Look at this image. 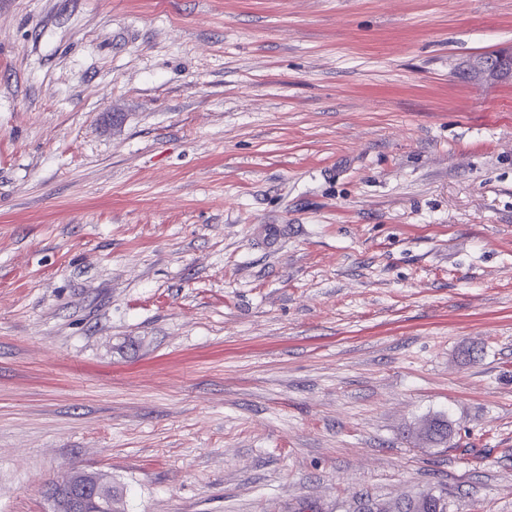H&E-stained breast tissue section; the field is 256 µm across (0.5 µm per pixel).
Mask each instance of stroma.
<instances>
[{
    "label": "stroma",
    "mask_w": 512,
    "mask_h": 512,
    "mask_svg": "<svg viewBox=\"0 0 512 512\" xmlns=\"http://www.w3.org/2000/svg\"><path fill=\"white\" fill-rule=\"evenodd\" d=\"M492 52L512 0H0V512H512ZM501 62H505V57L499 54H482L474 57V59L468 64L469 71L485 80H498L504 77L512 76L511 70H507V66L501 67L495 62V59ZM104 474L77 470L52 484L54 512H122L121 499L112 498Z\"/></svg>",
    "instance_id": "obj_1"
}]
</instances>
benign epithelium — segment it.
<instances>
[{"label": "benign epithelium", "mask_w": 512, "mask_h": 512, "mask_svg": "<svg viewBox=\"0 0 512 512\" xmlns=\"http://www.w3.org/2000/svg\"><path fill=\"white\" fill-rule=\"evenodd\" d=\"M505 57L482 54L468 64L469 71L485 80H498L512 76V69L500 66L497 61ZM110 482L99 472L77 470L63 476L52 487L56 493L54 512H122L121 499L112 497Z\"/></svg>", "instance_id": "obj_1"}]
</instances>
